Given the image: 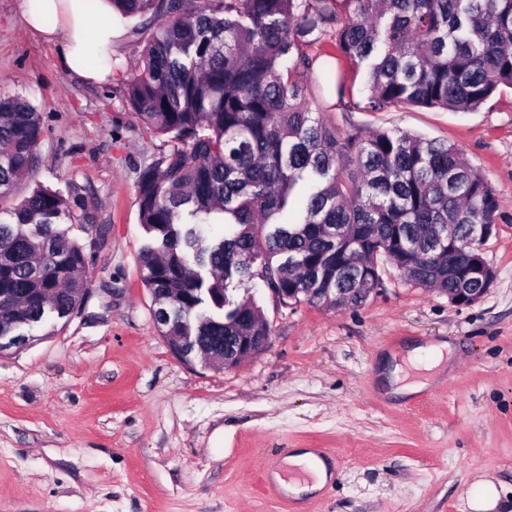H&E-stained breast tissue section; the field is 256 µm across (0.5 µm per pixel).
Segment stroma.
I'll use <instances>...</instances> for the list:
<instances>
[{
	"label": "stroma",
	"mask_w": 512,
	"mask_h": 512,
	"mask_svg": "<svg viewBox=\"0 0 512 512\" xmlns=\"http://www.w3.org/2000/svg\"><path fill=\"white\" fill-rule=\"evenodd\" d=\"M22 9L0 0V92L47 127L27 186L85 190L90 220L70 234L92 256V291L78 317L0 354V512H470L482 478L502 488L495 512H512V91L473 112H368L365 77L345 61L343 92L307 93L337 133L405 131L482 171L499 200L483 297L453 304L387 262L383 290L358 308L282 306L256 280L267 348L231 369L189 366L159 334L140 274L135 184L160 141L121 83L63 73ZM443 341L427 388L387 394L384 361ZM294 448L337 451L333 481L287 504L259 496L258 475Z\"/></svg>",
	"instance_id": "1"
}]
</instances>
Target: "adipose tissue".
I'll use <instances>...</instances> for the list:
<instances>
[{"label":"adipose tissue","instance_id":"adipose-tissue-1","mask_svg":"<svg viewBox=\"0 0 512 512\" xmlns=\"http://www.w3.org/2000/svg\"><path fill=\"white\" fill-rule=\"evenodd\" d=\"M86 0H23L25 21L30 28L52 43L62 70L95 82L115 78L112 56L118 53L126 30L112 0H96L95 11H87ZM53 25H45V17ZM288 468L303 471V478L283 482L293 497L321 491L330 482L332 470L313 450L294 449L286 458Z\"/></svg>","mask_w":512,"mask_h":512}]
</instances>
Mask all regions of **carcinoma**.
Instances as JSON below:
<instances>
[{
  "instance_id": "carcinoma-1",
  "label": "carcinoma",
  "mask_w": 512,
  "mask_h": 512,
  "mask_svg": "<svg viewBox=\"0 0 512 512\" xmlns=\"http://www.w3.org/2000/svg\"><path fill=\"white\" fill-rule=\"evenodd\" d=\"M137 23L138 70L121 75L134 117L163 138L139 169L136 196L151 236L141 279L163 299L167 336L253 335L270 323L256 278L313 303L346 288L353 306L382 280L378 260L420 287L489 289L469 273L480 231L499 208L480 169L444 142L400 131L339 136L306 91L328 71L310 50L329 38L365 69V109L401 104L477 110L512 89V0H112ZM42 115L0 95V202L39 165ZM83 189L35 184L0 221V336L68 322L89 288L91 255L69 229ZM82 214L75 215V210ZM224 229L205 233L211 217Z\"/></svg>"
}]
</instances>
